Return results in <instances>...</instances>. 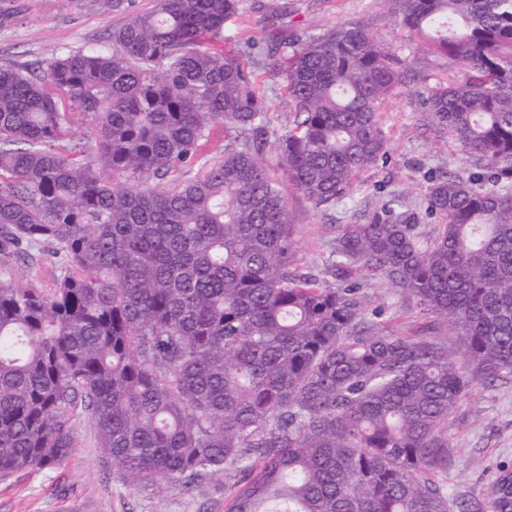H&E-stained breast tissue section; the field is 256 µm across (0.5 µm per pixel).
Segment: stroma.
<instances>
[{
    "label": "stroma",
    "instance_id": "35a3bbf8",
    "mask_svg": "<svg viewBox=\"0 0 512 512\" xmlns=\"http://www.w3.org/2000/svg\"><path fill=\"white\" fill-rule=\"evenodd\" d=\"M288 4L310 33H322L341 22L355 23L408 68L404 84L386 98L380 112L386 156L361 172L350 193L334 207L317 209L296 193L288 195L295 263L318 274L343 227L361 222L384 205L433 231L442 219L428 209L432 180L442 172L474 169L475 161L465 158L449 135L437 131L421 106L430 87L464 79L459 64L410 37L382 0ZM126 19V14L97 9L91 0H0V67L45 62L79 48L111 47L113 31ZM258 85L270 105L267 120L272 131L285 134L294 126L295 114L281 81L262 73ZM363 280L365 308L379 312L385 326L408 336L439 334L437 322L398 289L368 274ZM78 433L79 446L63 466L0 479V512H224V490L234 484V477L215 478L191 494L167 481L133 490L113 478L87 419L79 420ZM451 433L455 453L448 493L457 500L481 494L499 465L512 464V382L477 385L453 413Z\"/></svg>",
    "mask_w": 512,
    "mask_h": 512
}]
</instances>
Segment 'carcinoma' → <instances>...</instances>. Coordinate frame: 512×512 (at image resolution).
Masks as SVG:
<instances>
[{
	"label": "carcinoma",
	"mask_w": 512,
	"mask_h": 512,
	"mask_svg": "<svg viewBox=\"0 0 512 512\" xmlns=\"http://www.w3.org/2000/svg\"><path fill=\"white\" fill-rule=\"evenodd\" d=\"M382 2L466 70L423 105L485 165L428 188L433 235L348 225L332 285L294 264L286 188L330 206L386 153L404 63L362 28L310 35L285 0L226 52L241 0H153L110 53L0 67V478L61 466L84 415L132 489L235 473L225 512H512L510 468L482 501L447 486L451 414L512 381V0ZM258 68L294 106L284 135ZM44 254L50 288L9 276ZM360 270L446 320L461 362L367 318Z\"/></svg>",
	"instance_id": "obj_1"
}]
</instances>
